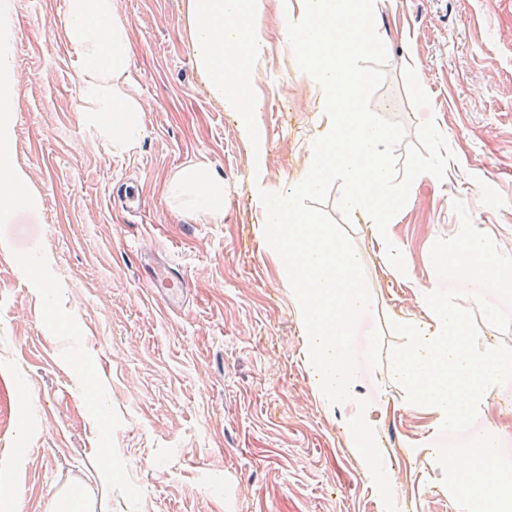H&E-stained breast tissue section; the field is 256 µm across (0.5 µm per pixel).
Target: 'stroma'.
Here are the masks:
<instances>
[{"label": "stroma", "mask_w": 512, "mask_h": 512, "mask_svg": "<svg viewBox=\"0 0 512 512\" xmlns=\"http://www.w3.org/2000/svg\"><path fill=\"white\" fill-rule=\"evenodd\" d=\"M113 2L130 47L117 87L142 122L127 151L81 111L66 0H0V95L14 98L0 145L27 196L0 223V512H51L73 488L104 512H384L348 411L319 393L253 199L255 171L275 186L304 173L317 131L313 81L281 35L297 0H265L259 158L197 62L191 0ZM375 18L388 61L373 110L411 139L434 118L455 154L443 182L415 179L391 226L412 281L389 272L367 223L346 227L374 302L359 334L382 324L389 346L387 322L425 319L431 247L460 230L454 200L512 256V0H375ZM195 163L223 177V219L170 196L173 175ZM126 182L140 217L113 202ZM151 249L189 279L181 313L140 284ZM22 253L38 255V273ZM23 384L34 398L21 404ZM357 395L380 404L399 512H457L427 446L436 412L407 403L386 365L361 370Z\"/></svg>", "instance_id": "stroma-1"}]
</instances>
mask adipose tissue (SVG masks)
<instances>
[{
  "instance_id": "obj_1",
  "label": "adipose tissue",
  "mask_w": 512,
  "mask_h": 512,
  "mask_svg": "<svg viewBox=\"0 0 512 512\" xmlns=\"http://www.w3.org/2000/svg\"><path fill=\"white\" fill-rule=\"evenodd\" d=\"M65 22L81 62L79 93L90 104L86 119L112 130V143L132 148L141 133L139 123L122 122L136 104L111 88L114 78L127 72L129 54L126 24L112 10V0H68ZM173 196L186 197L195 212L218 218L224 214V183L204 164L182 168L170 181Z\"/></svg>"
}]
</instances>
